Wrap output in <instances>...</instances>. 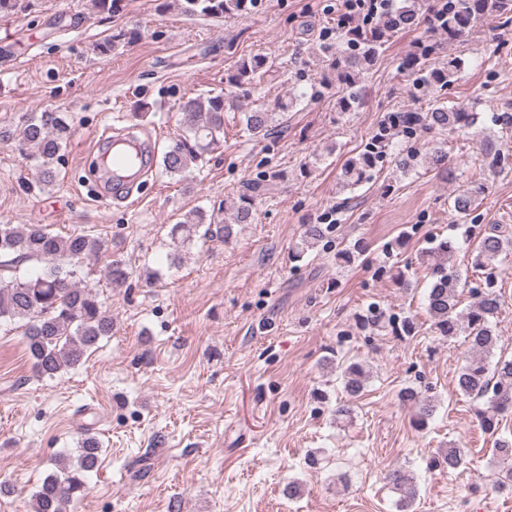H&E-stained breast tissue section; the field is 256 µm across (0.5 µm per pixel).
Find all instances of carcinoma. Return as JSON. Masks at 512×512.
I'll use <instances>...</instances> for the list:
<instances>
[{
    "instance_id": "cac0c4a2",
    "label": "carcinoma",
    "mask_w": 512,
    "mask_h": 512,
    "mask_svg": "<svg viewBox=\"0 0 512 512\" xmlns=\"http://www.w3.org/2000/svg\"><path fill=\"white\" fill-rule=\"evenodd\" d=\"M254 0H181L182 12L208 18H224L248 14ZM423 0H402L390 7L379 23L343 27L346 49L336 53V89L340 93L339 109L353 112L360 106L357 89L360 75L378 61L383 47L400 31L418 25ZM506 17L512 21V0H448V17L438 33L457 40L487 17ZM434 52L433 46L423 44L419 52L404 62L405 69L420 74L417 86L430 90L451 87L460 71L461 61L448 62L425 70V60ZM274 68V61L262 54L242 61L237 73L229 76L230 86L242 90L229 97L223 95L190 98L182 105L189 116L190 134L178 139L162 156V166L170 175H181L204 160L205 153L220 141L224 133V110L230 107L242 116L244 130L254 139L271 134L275 113L254 107L250 92L244 86L252 84L263 70ZM398 121L395 130L412 137L418 131L460 129L474 124V113L457 105H447L437 99L426 110L394 113ZM71 135V126L58 112L45 110L25 117L20 128L0 127V141L17 139L34 149L30 157L50 174L51 165L58 160L64 144ZM388 138L380 133L368 149L348 159L340 179L345 186H357L372 179V172L382 157ZM446 143L438 142L423 156L428 167L443 171L448 163ZM260 184L253 183L239 194L232 221L215 222L206 228L204 236L229 241L234 226L248 224L253 219L255 194ZM476 208L474 195L461 190L452 200L454 215L466 219ZM317 224L304 228L299 242L292 250L296 261L317 247L322 237ZM457 247L450 239L435 240L423 252L430 263V283L425 295V309L439 335L452 338L462 333L468 343L465 364L458 374L457 388L469 397L484 401L478 410L482 429L494 442V454L500 465V484H512V434L499 431V417L512 412V357H499L490 364L499 342L493 320L503 307L497 289V277L503 273L502 263L512 255V238L492 226L481 234L474 249L472 264L483 272L484 279L468 289L473 299L467 311L457 312L459 298L466 283L455 262ZM107 257L104 274L116 285L129 278L121 254L110 249L95 236L78 233L67 236L54 234L42 224H0V325L24 323L27 353L35 370L50 378L80 363L85 352L98 341L112 334V315L99 300L93 288L76 280L77 268L85 260ZM31 260L45 263L41 273L27 277L20 267ZM369 327L389 330L395 336L408 335L414 329L411 320L397 321L377 306H371L361 316ZM368 371L361 362L347 364L341 372L345 399L336 403L338 420L352 419V401L364 390ZM401 404L413 411V421L423 427L436 412L434 401L413 388L398 392ZM100 460L96 438L81 441L76 457L60 454L55 457L57 473L45 478L35 495L34 512H68V508L87 492L86 476ZM464 464L459 448H445L432 456L430 470H455ZM383 479L399 495L398 507L406 510L417 496L413 473L403 466L388 470Z\"/></svg>"
}]
</instances>
